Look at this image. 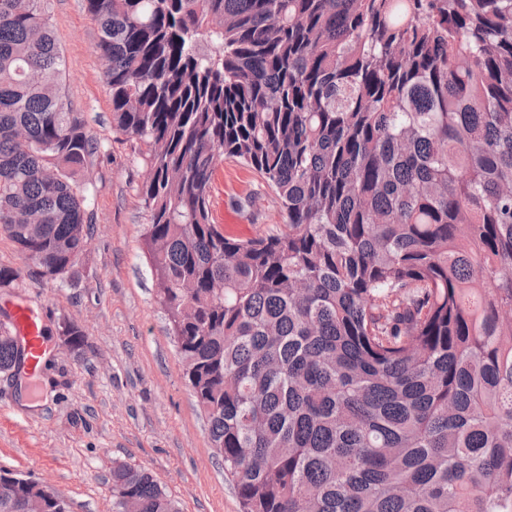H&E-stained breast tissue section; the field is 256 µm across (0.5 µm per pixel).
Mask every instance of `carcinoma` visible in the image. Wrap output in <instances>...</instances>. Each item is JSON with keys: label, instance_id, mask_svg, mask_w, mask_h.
Listing matches in <instances>:
<instances>
[{"label": "carcinoma", "instance_id": "obj_1", "mask_svg": "<svg viewBox=\"0 0 512 512\" xmlns=\"http://www.w3.org/2000/svg\"><path fill=\"white\" fill-rule=\"evenodd\" d=\"M85 2L243 512H512V0ZM50 8L0 0V231L63 283L98 144L61 93ZM224 155L276 190L286 229L211 223ZM29 357L0 334V369ZM111 481L112 512H180L142 468ZM29 496L69 512L0 469V512Z\"/></svg>", "mask_w": 512, "mask_h": 512}]
</instances>
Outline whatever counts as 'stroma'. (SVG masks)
Segmentation results:
<instances>
[{"instance_id": "obj_1", "label": "stroma", "mask_w": 512, "mask_h": 512, "mask_svg": "<svg viewBox=\"0 0 512 512\" xmlns=\"http://www.w3.org/2000/svg\"><path fill=\"white\" fill-rule=\"evenodd\" d=\"M52 15L66 62L63 94L98 143L92 220L77 274L64 284L40 277L0 233V265L21 271L0 287V307L36 310L47 349L29 389L0 382V467L48 482L70 512H112L116 462L150 472L180 512H241L184 376L142 238L146 147L112 125L98 28L84 0H52ZM209 204L214 215L234 209L255 238L284 228L273 188L233 158L218 161ZM66 320L85 331L82 350L63 342Z\"/></svg>"}]
</instances>
